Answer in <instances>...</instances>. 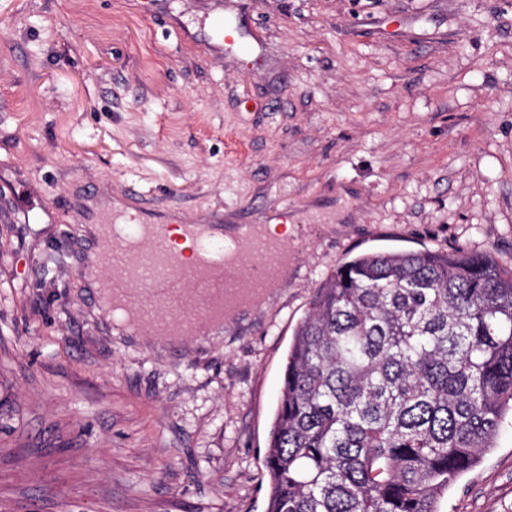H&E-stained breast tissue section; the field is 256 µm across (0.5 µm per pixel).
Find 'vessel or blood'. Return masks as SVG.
<instances>
[{
  "instance_id": "1",
  "label": "vessel or blood",
  "mask_w": 512,
  "mask_h": 512,
  "mask_svg": "<svg viewBox=\"0 0 512 512\" xmlns=\"http://www.w3.org/2000/svg\"><path fill=\"white\" fill-rule=\"evenodd\" d=\"M192 260L175 251L166 236L141 225L139 240L107 243L101 261L87 263L85 279L109 290L112 310L156 336L194 333L203 322L223 317L251 300L276 278L285 256L278 241L255 237L216 248L206 225L193 231ZM193 291H185V282Z\"/></svg>"
}]
</instances>
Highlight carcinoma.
Masks as SVG:
<instances>
[{
  "instance_id": "carcinoma-1",
  "label": "carcinoma",
  "mask_w": 512,
  "mask_h": 512,
  "mask_svg": "<svg viewBox=\"0 0 512 512\" xmlns=\"http://www.w3.org/2000/svg\"><path fill=\"white\" fill-rule=\"evenodd\" d=\"M512 415V268L361 253L298 323L266 448L267 512H439Z\"/></svg>"
}]
</instances>
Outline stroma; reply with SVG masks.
Instances as JSON below:
<instances>
[{
  "mask_svg": "<svg viewBox=\"0 0 512 512\" xmlns=\"http://www.w3.org/2000/svg\"><path fill=\"white\" fill-rule=\"evenodd\" d=\"M262 28L223 55L216 14ZM0 512H266L292 334L343 260L512 268V0H0ZM289 223L272 299L181 348L92 317L78 233ZM441 512H512V428Z\"/></svg>",
  "mask_w": 512,
  "mask_h": 512,
  "instance_id": "35a3bbf8",
  "label": "stroma"
}]
</instances>
